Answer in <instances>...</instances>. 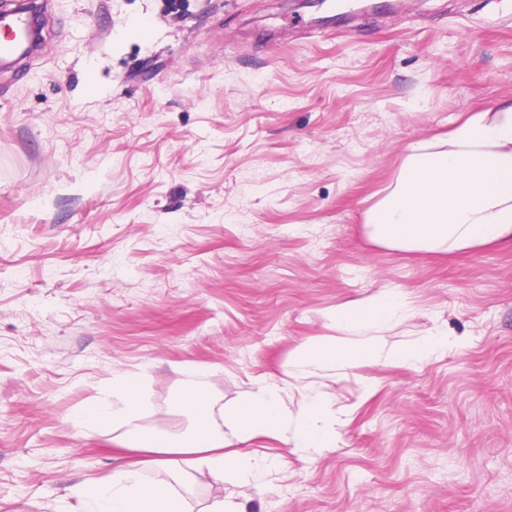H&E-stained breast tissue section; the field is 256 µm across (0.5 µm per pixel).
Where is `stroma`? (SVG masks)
<instances>
[{
  "label": "stroma",
  "mask_w": 512,
  "mask_h": 512,
  "mask_svg": "<svg viewBox=\"0 0 512 512\" xmlns=\"http://www.w3.org/2000/svg\"><path fill=\"white\" fill-rule=\"evenodd\" d=\"M37 2L39 47L0 71V512H73L69 488L131 460L72 424L121 374L154 430L187 427L199 365L217 412L260 379L296 411L295 349L353 343L332 313L383 288L413 312L381 352L461 345L309 368L347 418L335 447L241 443L263 482L194 471L189 512H512V243L363 235L412 146L512 96V0ZM447 334L430 333L421 336L412 346L393 350L384 357L370 343L342 345L335 337H324L302 344L296 353L298 361L319 365L350 367L371 365H405L417 367L448 351Z\"/></svg>",
  "instance_id": "stroma-1"
}]
</instances>
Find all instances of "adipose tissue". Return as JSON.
<instances>
[{
    "mask_svg": "<svg viewBox=\"0 0 512 512\" xmlns=\"http://www.w3.org/2000/svg\"><path fill=\"white\" fill-rule=\"evenodd\" d=\"M365 229L370 242L409 252L450 255L512 241V97L469 113L445 137L413 147L395 184L367 212ZM411 313L400 290L385 288L337 306L333 322L337 330L363 338ZM448 344L446 334L430 333L412 346L383 354L364 340L342 345L325 337L302 344L296 358L330 366L416 367L447 352ZM283 392L278 383L259 384L225 414L226 428L221 431L205 389L186 381L179 405L193 424L168 434L140 424L145 400L139 375L113 379L111 398L82 409L72 423L85 434L123 426L119 444L139 458L100 476L92 486L71 487L76 512H186L179 487L200 466L235 485L263 476L269 469L266 459L231 450L235 439H289L295 451L306 455L332 447L340 421L325 400L304 394L292 415ZM151 468L168 470L170 481H146L142 473Z\"/></svg>",
    "mask_w": 512,
    "mask_h": 512,
    "instance_id": "1",
    "label": "adipose tissue"
}]
</instances>
